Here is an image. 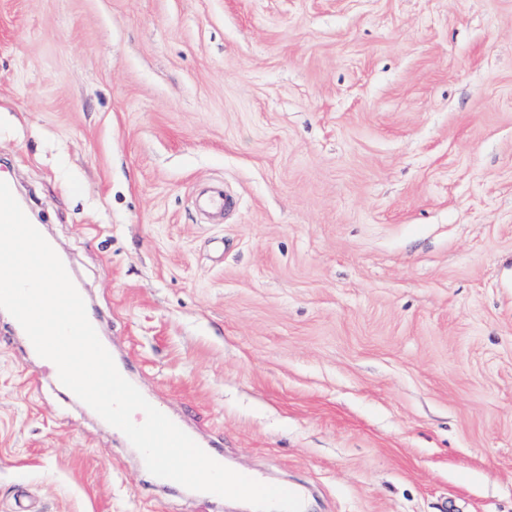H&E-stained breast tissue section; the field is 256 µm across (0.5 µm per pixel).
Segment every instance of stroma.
Here are the masks:
<instances>
[{
    "instance_id": "1",
    "label": "stroma",
    "mask_w": 512,
    "mask_h": 512,
    "mask_svg": "<svg viewBox=\"0 0 512 512\" xmlns=\"http://www.w3.org/2000/svg\"><path fill=\"white\" fill-rule=\"evenodd\" d=\"M2 173L133 385L235 467L303 512H512V0H0ZM22 497L246 508L156 486L4 314Z\"/></svg>"
}]
</instances>
